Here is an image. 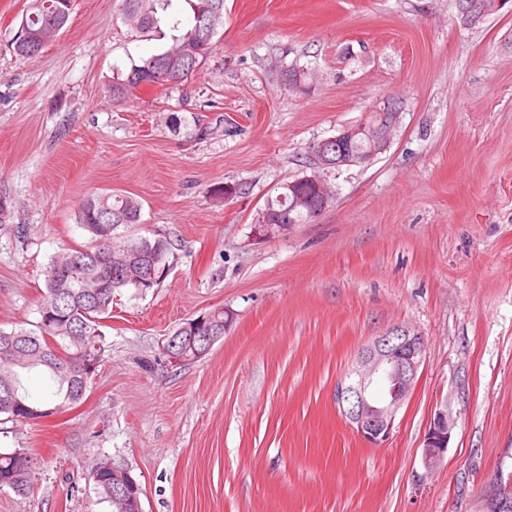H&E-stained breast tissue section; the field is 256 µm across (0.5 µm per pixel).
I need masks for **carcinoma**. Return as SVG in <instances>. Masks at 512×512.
<instances>
[{"label": "carcinoma", "instance_id": "carcinoma-1", "mask_svg": "<svg viewBox=\"0 0 512 512\" xmlns=\"http://www.w3.org/2000/svg\"><path fill=\"white\" fill-rule=\"evenodd\" d=\"M122 18L139 32L147 34L163 23L172 25L175 34L169 47L131 64L129 70L113 77L112 102L128 103L142 85L152 84L160 67L167 68L166 82L159 87L167 91L182 85L196 72L213 51L215 37L224 27V0H187L190 15L177 19L172 13L174 0H122ZM72 12L67 0H34L31 12L22 20L27 27L48 43L56 33L44 25L48 14ZM319 197L310 183H282L276 194L266 199L263 209L284 224L311 222L310 205ZM141 202L127 195L93 193L79 205L78 219L90 235V243L71 247L55 256L47 270L45 293L39 305L37 330L0 329V415L19 422L23 414L46 418L79 403L85 396L94 371L86 362L102 360L106 352L102 334L91 330L112 312L116 290L124 287L120 275L110 276L112 258L133 252L141 236H124L119 228L141 222ZM98 224H116L112 236L96 234ZM16 339L21 350H4V342ZM40 368L56 383L53 398L34 403L22 392L20 374ZM112 463L98 462L90 476L99 495L117 512L120 487L112 485ZM0 474L11 478L9 488L23 494L31 488V459L28 453H0Z\"/></svg>", "mask_w": 512, "mask_h": 512}]
</instances>
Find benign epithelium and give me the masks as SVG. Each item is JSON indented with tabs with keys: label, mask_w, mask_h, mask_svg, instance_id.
I'll use <instances>...</instances> for the list:
<instances>
[{
	"label": "benign epithelium",
	"mask_w": 512,
	"mask_h": 512,
	"mask_svg": "<svg viewBox=\"0 0 512 512\" xmlns=\"http://www.w3.org/2000/svg\"><path fill=\"white\" fill-rule=\"evenodd\" d=\"M512 0H494V7L480 0H461L458 13L464 24H473L492 11L502 9ZM15 44L30 53L41 49L39 36L28 32L26 26L19 25L14 36ZM401 118V110L395 103L386 99L379 110L376 126L360 128L345 125L337 134L310 144V155L314 160L311 174L301 181L316 185L320 196L316 209L324 211L331 203L333 195L326 188L320 171L339 169L343 166H368L381 154L385 153L393 138ZM365 134L369 147L360 153H351L345 149L354 136ZM262 235H272L282 228L266 211H261L255 219ZM142 261L138 274L129 277L127 282L142 288L151 285L156 275L167 276L172 266H157L158 260L153 255L126 257V264L134 260ZM193 335L185 338L175 336L170 344L179 346L171 354L172 362L185 364L194 357H200L206 349L218 340V327L209 312L193 319L187 325ZM191 351L194 357L185 356ZM425 358L423 336L404 328H397L375 337L362 348L355 366L337 383L335 390L336 405L355 432L368 444L380 445L392 434L398 412L414 392L419 381V370ZM456 426L455 419L446 410L434 413L425 431L420 447L422 448L421 465L424 473L435 469L444 459L452 432ZM112 475L122 484L121 506L123 512H142L141 490L137 483L127 479L128 473L112 466ZM483 512H512V487L496 481L483 495Z\"/></svg>",
	"instance_id": "benign-epithelium-1"
}]
</instances>
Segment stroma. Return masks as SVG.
I'll use <instances>...</instances> for the list:
<instances>
[{
    "label": "stroma",
    "instance_id": "35a3bbf8",
    "mask_svg": "<svg viewBox=\"0 0 512 512\" xmlns=\"http://www.w3.org/2000/svg\"><path fill=\"white\" fill-rule=\"evenodd\" d=\"M30 3L0 0V328L35 329L50 260L88 239L92 193L138 198L139 234L165 235L176 260L160 287L116 294L78 406L0 422V452L33 462L29 492L0 490V512H111L89 478L104 457L138 480L143 512H482L512 472V12L466 26L455 0H224V32L187 82L115 104L113 75L170 29L143 35L120 0H73L21 60L10 41ZM291 68L310 74L304 90L283 85ZM384 96L403 103L389 150L326 171L335 197L315 221L259 236L308 145ZM218 308L223 337L170 362V332ZM395 327L426 356L372 447L334 390ZM440 409L456 427L420 481Z\"/></svg>",
    "mask_w": 512,
    "mask_h": 512
}]
</instances>
